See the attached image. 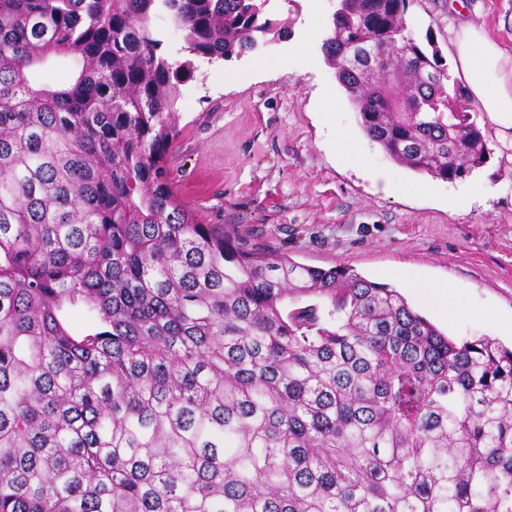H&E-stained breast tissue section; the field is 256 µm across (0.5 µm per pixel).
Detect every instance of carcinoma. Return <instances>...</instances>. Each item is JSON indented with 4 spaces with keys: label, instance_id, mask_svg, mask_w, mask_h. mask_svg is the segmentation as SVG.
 Returning a JSON list of instances; mask_svg holds the SVG:
<instances>
[{
    "label": "carcinoma",
    "instance_id": "carcinoma-1",
    "mask_svg": "<svg viewBox=\"0 0 512 512\" xmlns=\"http://www.w3.org/2000/svg\"><path fill=\"white\" fill-rule=\"evenodd\" d=\"M269 2L0 0V512H512V348L176 198L180 86L278 39ZM409 4L339 0L322 51L365 136L452 182L492 134L433 35L394 34Z\"/></svg>",
    "mask_w": 512,
    "mask_h": 512
}]
</instances>
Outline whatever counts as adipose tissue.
<instances>
[{
  "mask_svg": "<svg viewBox=\"0 0 512 512\" xmlns=\"http://www.w3.org/2000/svg\"><path fill=\"white\" fill-rule=\"evenodd\" d=\"M449 31L455 66L469 98L494 126L503 128L499 142L512 150V54L475 25H453Z\"/></svg>",
  "mask_w": 512,
  "mask_h": 512,
  "instance_id": "obj_1",
  "label": "adipose tissue"
}]
</instances>
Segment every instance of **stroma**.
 <instances>
[{"label":"stroma","mask_w":512,"mask_h":512,"mask_svg":"<svg viewBox=\"0 0 512 512\" xmlns=\"http://www.w3.org/2000/svg\"><path fill=\"white\" fill-rule=\"evenodd\" d=\"M336 0H273L286 41L239 59L198 62L182 87L166 156L173 189L203 224L244 247L299 263L344 264L401 290L451 338L512 344V155L497 151L469 177L425 180L360 130L321 50ZM481 26L512 52V0H413L408 32H433L450 55L451 19ZM337 106L327 110V97ZM486 194L452 210L471 182ZM430 183L428 193L415 185ZM449 284L428 302L422 286Z\"/></svg>","instance_id":"35a3bbf8"}]
</instances>
